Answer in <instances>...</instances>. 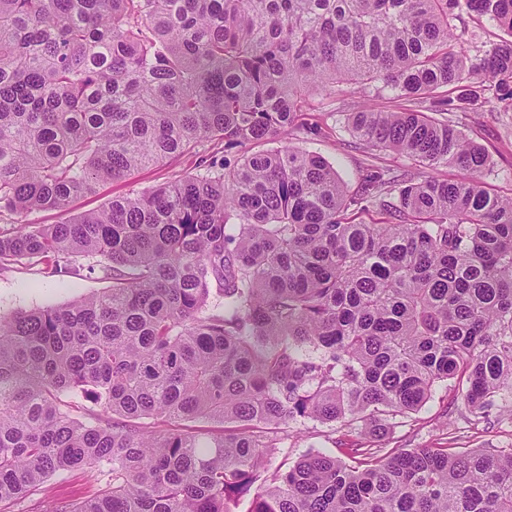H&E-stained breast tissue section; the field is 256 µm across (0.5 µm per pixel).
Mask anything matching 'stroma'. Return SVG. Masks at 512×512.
Instances as JSON below:
<instances>
[{
	"mask_svg": "<svg viewBox=\"0 0 512 512\" xmlns=\"http://www.w3.org/2000/svg\"><path fill=\"white\" fill-rule=\"evenodd\" d=\"M368 105L379 112H397L404 108L403 100L390 91L365 95L356 85L343 83L336 95L322 92L311 94L305 103L309 122L317 124L321 132L312 136L295 128L281 130L277 145H292L316 153L333 164L349 191H357L363 170L370 164L385 165L393 169H409L423 176L435 175L440 179L454 177L451 167L431 169L394 150L371 149L356 139L348 126L351 112L360 105ZM466 137L479 145L489 158L483 177L488 188L503 197L512 196V109L493 99L476 112H454L450 115ZM210 154L223 160L224 147L204 143L185 152L179 158L153 164L133 172L128 178L101 184L95 193L74 197L67 209L35 210L27 214L30 224H57L66 216L88 213L99 209L118 195L140 193L153 187L173 183L196 174L199 155ZM112 282L102 272L83 278L59 279L45 276L40 265L19 264L0 268V316L17 310L47 308L69 303L107 288ZM372 444L380 442L385 451L401 452L411 448H449L457 453L482 449L490 453L512 448V397L497 400L486 417L472 414L466 406L461 388L443 384L436 388L432 398L417 412L391 419L381 435L362 423L349 426L322 424L302 419L288 426V435L278 453L270 459L274 469L288 470L306 454L320 451L340 455L351 442ZM106 485L105 477L87 470H74L51 479L45 491H39L21 502L22 512H38L45 497H55L76 503Z\"/></svg>",
	"mask_w": 512,
	"mask_h": 512,
	"instance_id": "35a3bbf8",
	"label": "stroma"
}]
</instances>
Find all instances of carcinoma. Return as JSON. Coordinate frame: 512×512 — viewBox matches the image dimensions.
<instances>
[{"instance_id": "obj_1", "label": "carcinoma", "mask_w": 512, "mask_h": 512, "mask_svg": "<svg viewBox=\"0 0 512 512\" xmlns=\"http://www.w3.org/2000/svg\"><path fill=\"white\" fill-rule=\"evenodd\" d=\"M463 11L507 35L476 64ZM475 75L508 91L512 0H0V202L18 216L224 145L173 184L0 230V265L112 280L0 317V504L86 469L111 483L40 512H230L249 493L248 512H512V452L355 443V466H267L298 418L381 432L441 384L466 383L480 416L512 395V197L428 117L476 105ZM342 82L414 104L350 113L367 147L458 177L371 164L350 195L296 147L230 158L318 133L305 96ZM75 391L93 401L82 418Z\"/></svg>"}]
</instances>
